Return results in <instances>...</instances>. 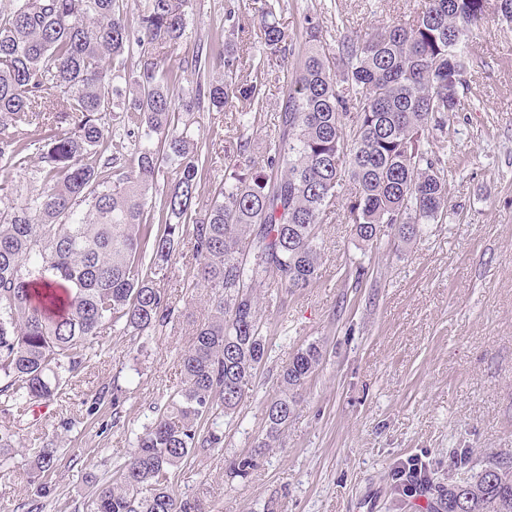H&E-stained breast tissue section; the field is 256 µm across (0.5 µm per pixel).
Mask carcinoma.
<instances>
[{"label": "carcinoma", "mask_w": 512, "mask_h": 512, "mask_svg": "<svg viewBox=\"0 0 512 512\" xmlns=\"http://www.w3.org/2000/svg\"><path fill=\"white\" fill-rule=\"evenodd\" d=\"M187 3L145 0L134 19L125 0H8L0 10V167L25 168L32 149L42 163L35 195L0 196V405L62 394L104 328L142 336L169 323L174 307L160 283L184 236L197 266L190 287L209 291L210 315L180 353L179 384L112 482L92 492L89 512H205L173 485L191 457L223 448L218 420L234 417L264 363L255 288L313 284L320 226L337 204L370 249L393 232L411 242L419 225L439 222L451 170L429 136L456 134L472 27L491 15L512 22V0H420L412 22L338 41L333 65L313 18L298 45L266 18L251 80L238 79L227 47L218 56L224 80L198 81L177 100L170 87L213 58L201 44L176 65L155 55L185 40ZM289 57L263 165L240 141L209 207L192 218L214 159L175 126L176 114L205 104L221 112L232 98L263 111L265 62ZM134 58L128 96L115 80ZM111 120L133 149L112 138ZM161 179L167 190L157 198ZM322 357L311 343L283 367L258 447L280 441ZM56 465L55 448L34 458L41 473ZM466 465L459 458L446 484L428 478V512H512V458L493 456L470 475Z\"/></svg>", "instance_id": "obj_1"}]
</instances>
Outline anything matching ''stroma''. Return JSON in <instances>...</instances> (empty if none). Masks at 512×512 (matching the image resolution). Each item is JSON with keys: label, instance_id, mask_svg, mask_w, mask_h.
Masks as SVG:
<instances>
[{"label": "stroma", "instance_id": "35a3bbf8", "mask_svg": "<svg viewBox=\"0 0 512 512\" xmlns=\"http://www.w3.org/2000/svg\"><path fill=\"white\" fill-rule=\"evenodd\" d=\"M228 2L189 0L186 43L160 56L175 59L199 42L257 47L269 11L293 40L305 16L316 18L333 55L342 35L411 21L418 0H243L237 28L222 21ZM469 50L442 223L422 225L412 243L391 236L367 250L352 225L331 221L311 287L291 292L270 280L257 289L266 362L222 424V451L192 458L176 477L178 496L201 499L207 512H421L395 494L396 468L418 459L444 482L453 451L467 449L476 465L492 453L512 457V24L488 19ZM285 73L282 62L266 65L265 110L254 124L242 125L249 106L236 98L181 120L219 157L235 156L245 137L262 158ZM195 271L182 247L164 282L176 308L168 325L141 338L104 329L97 357L60 397L0 410V429L12 434L0 512H86L87 477L111 480L180 380L179 356L210 312L206 289L189 287ZM311 343L323 361L297 392L280 446L259 448L280 371ZM113 388L119 403L99 399ZM49 440L59 462L40 497L30 462ZM249 455V476L229 478L230 461Z\"/></svg>", "mask_w": 512, "mask_h": 512}]
</instances>
